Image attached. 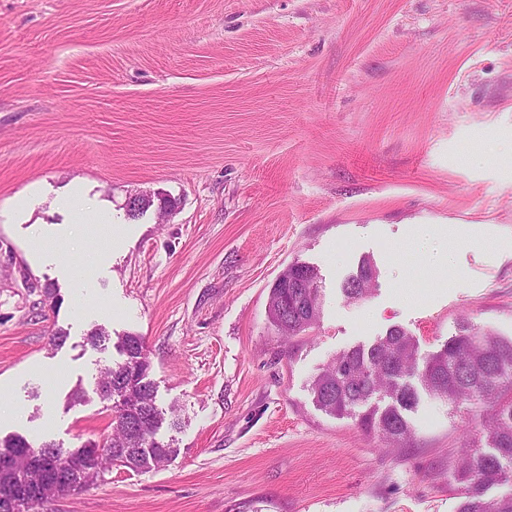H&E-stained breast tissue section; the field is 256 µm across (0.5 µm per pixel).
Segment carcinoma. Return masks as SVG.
<instances>
[{
  "instance_id": "cac0c4a2",
  "label": "carcinoma",
  "mask_w": 512,
  "mask_h": 512,
  "mask_svg": "<svg viewBox=\"0 0 512 512\" xmlns=\"http://www.w3.org/2000/svg\"><path fill=\"white\" fill-rule=\"evenodd\" d=\"M319 276L316 269L295 262L276 279L271 289L269 318L285 336H298L320 318ZM378 269L363 259L343 286L354 300L369 296ZM301 303L300 310L285 308V300ZM119 350L125 361L109 372L112 393L111 437L93 460L47 456L49 470L63 474L54 495L64 496L104 480L114 466L148 472L177 455L172 444L156 438L164 416L156 406L149 379L150 361L141 337L125 335ZM415 378L431 396L454 404H469L483 419L488 449L472 445L453 464L461 498L458 512H512V339L499 337L469 320L459 334L427 356L419 354L416 340L395 327L368 347L357 346L336 355L312 382L315 402L326 412L358 416L362 429L377 434L388 447L404 448L413 437L406 412L418 404ZM22 478L0 472V512H32L42 500H17ZM495 486L503 494L489 496Z\"/></svg>"
}]
</instances>
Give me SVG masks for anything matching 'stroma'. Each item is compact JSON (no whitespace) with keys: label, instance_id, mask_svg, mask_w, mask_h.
Returning <instances> with one entry per match:
<instances>
[{"label":"stroma","instance_id":"stroma-1","mask_svg":"<svg viewBox=\"0 0 512 512\" xmlns=\"http://www.w3.org/2000/svg\"><path fill=\"white\" fill-rule=\"evenodd\" d=\"M74 186L110 223H73ZM296 261L321 317L287 339ZM465 319L512 337V0H0V438L107 437L96 376L133 334L179 450L35 512H457L466 406L421 396L397 453L311 382ZM378 269L368 258H364L355 274L351 275L343 286V291L349 299L359 300L369 296L378 280ZM307 272L314 273L307 276ZM318 272L312 266L295 262L288 266L276 279L271 289L269 318L277 331L285 336H298L312 328L320 318ZM288 285V288H284ZM295 287V288H293ZM288 300L301 302L299 311L285 308Z\"/></svg>","mask_w":512,"mask_h":512}]
</instances>
